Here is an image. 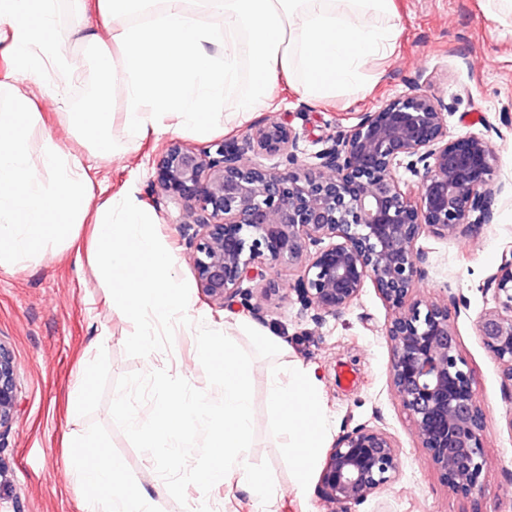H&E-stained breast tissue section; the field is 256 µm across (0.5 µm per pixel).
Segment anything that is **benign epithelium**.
Instances as JSON below:
<instances>
[{
	"mask_svg": "<svg viewBox=\"0 0 512 512\" xmlns=\"http://www.w3.org/2000/svg\"><path fill=\"white\" fill-rule=\"evenodd\" d=\"M448 139V107L416 88L340 130L315 155L301 157L300 136L283 123L257 124L244 157L234 140L194 146L168 143L158 184L189 204L185 225L198 290L222 308L254 317L280 292L270 271L298 273L297 298L316 318L335 316L371 282L391 311L388 382L412 419L415 437L456 494L481 492L485 417L460 354L448 304L414 295L427 255L419 239L467 235L493 220L498 157L488 132ZM416 178L401 185L399 170ZM494 306L477 321L483 345L512 383V248L479 285ZM18 401L10 349L0 342V432L11 428ZM395 438L359 425L330 448L320 475L323 499L354 512L400 474Z\"/></svg>",
	"mask_w": 512,
	"mask_h": 512,
	"instance_id": "benign-epithelium-1",
	"label": "benign epithelium"
}]
</instances>
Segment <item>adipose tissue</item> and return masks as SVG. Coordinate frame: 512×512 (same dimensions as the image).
I'll use <instances>...</instances> for the list:
<instances>
[{"label": "adipose tissue", "mask_w": 512, "mask_h": 512, "mask_svg": "<svg viewBox=\"0 0 512 512\" xmlns=\"http://www.w3.org/2000/svg\"><path fill=\"white\" fill-rule=\"evenodd\" d=\"M95 20L58 22V0H0V37L24 80L57 79L49 93L73 105L70 119L86 156L114 157L112 103L123 102L134 134L205 133L217 108L241 116L271 105L280 77L303 97L326 101L370 87L366 71L398 37L394 0H96ZM109 27L101 40L94 24ZM95 49L96 87L71 101L73 64L64 46ZM33 100L0 82V270L40 260L83 226L89 178L72 151L44 141L39 162L29 144L37 123ZM279 436L298 470L323 432L316 392L299 364L280 365L268 380ZM73 456L76 480L95 487L81 512H156L148 493L122 487L125 462L86 436Z\"/></svg>", "instance_id": "ef3b65f1"}]
</instances>
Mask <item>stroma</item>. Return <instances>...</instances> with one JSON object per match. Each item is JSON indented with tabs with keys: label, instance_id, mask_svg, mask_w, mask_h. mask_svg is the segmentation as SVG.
<instances>
[{
	"label": "stroma",
	"instance_id": "obj_1",
	"mask_svg": "<svg viewBox=\"0 0 512 512\" xmlns=\"http://www.w3.org/2000/svg\"><path fill=\"white\" fill-rule=\"evenodd\" d=\"M399 35L392 53L373 64L375 82L363 94L340 95L326 103L303 100L286 82H279L274 105L235 122L221 114L207 136L182 133L140 138L122 125L112 136L124 149L112 160L95 159L89 171L93 204L124 196L135 189L150 213L159 236L177 258L175 276L189 283L193 314L208 327L223 330L238 317L235 310L210 304L195 286L182 236L188 220L181 200L166 196L157 185L156 158L169 142L192 145L216 140H244L261 121L289 124L300 135L304 158L324 148L336 128L355 124L358 113L421 86L448 106V136L457 139L483 132L484 122L497 131L490 141L499 157L497 180L506 190L499 197L494 220L478 234L451 239L423 235L426 276L417 285L420 299L445 300L448 292L465 298L456 321L460 351L472 374V389L486 417L482 495L463 497L441 479L428 453L419 448L412 422L388 386L390 343L385 325L390 312L372 284L358 301L337 316L318 322L297 299L293 274L279 272L280 292L263 304L257 326L288 342L287 360L310 372L319 393V411L327 421L306 478H298L286 461L269 416L267 381L277 359L254 358L251 366L254 409L253 462L268 461L279 493L280 512H336L324 502L319 476L327 453L339 435L361 424L384 427L401 451L398 480L356 512H512V384L505 382L494 356L478 335L477 320L493 306L491 295L477 286L496 272L502 253L512 247V124L503 120L512 109V17L494 15L483 0H396ZM33 96L42 116L41 133L65 148L81 144L65 109L45 90L22 87ZM88 244L78 239L68 248L49 250L44 259L12 271L0 270V342L13 352L19 400L11 429L0 434V512H79L88 486L70 474V447L83 433L97 434L107 452L121 456L129 490L145 486L158 512H256L249 489L223 484L210 493L194 485L186 490V506L170 496L161 477H148L151 456L138 452L113 423L109 404L115 380L130 372L164 369L180 376L210 398L203 368L196 363L192 328L175 330L171 351L145 358L127 356L124 344L134 326L107 301L108 287L88 261ZM104 344L95 357L87 399L72 410L69 394L77 372L95 339Z\"/></svg>",
	"mask_w": 512,
	"mask_h": 512
}]
</instances>
